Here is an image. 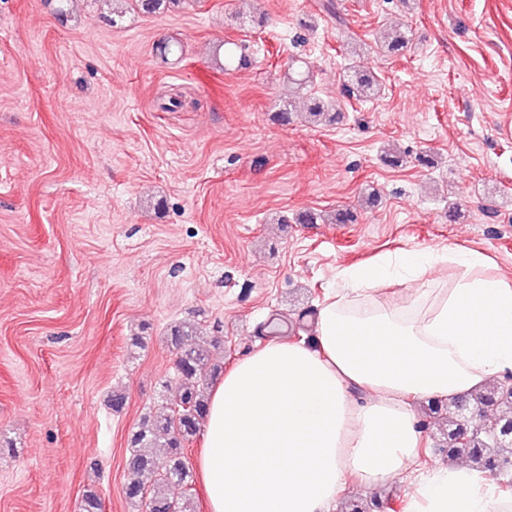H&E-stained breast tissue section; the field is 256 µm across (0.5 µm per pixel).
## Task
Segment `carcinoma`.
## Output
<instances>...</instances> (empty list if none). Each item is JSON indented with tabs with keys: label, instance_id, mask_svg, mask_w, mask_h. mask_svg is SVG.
<instances>
[{
	"label": "carcinoma",
	"instance_id": "carcinoma-1",
	"mask_svg": "<svg viewBox=\"0 0 512 512\" xmlns=\"http://www.w3.org/2000/svg\"><path fill=\"white\" fill-rule=\"evenodd\" d=\"M408 46L406 32L394 30L387 35L382 48L393 55ZM347 92L369 98L381 90L378 77L350 63L344 69ZM309 122H334L341 116V106L308 96L304 102ZM170 343L177 350L178 383L164 385L157 408L144 418L141 426L129 439L128 469L131 478L125 487L128 500L146 507V512H187L189 501L169 498L164 490L177 484L192 489L193 473L187 459L186 445L199 433L208 411V382L204 367L210 349L217 341L201 334L197 327L178 323L170 327ZM472 408L484 409L494 405L499 409L488 425H477L466 410L455 403L448 404V417L443 426L444 442L440 451L450 461L462 459L480 473L502 474L512 470V385L495 380L467 395ZM165 449L158 456L152 448ZM151 475L154 481L146 485L141 477Z\"/></svg>",
	"mask_w": 512,
	"mask_h": 512
}]
</instances>
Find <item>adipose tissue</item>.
Here are the masks:
<instances>
[{
    "label": "adipose tissue",
    "instance_id": "obj_1",
    "mask_svg": "<svg viewBox=\"0 0 512 512\" xmlns=\"http://www.w3.org/2000/svg\"><path fill=\"white\" fill-rule=\"evenodd\" d=\"M439 261L462 275L431 305L377 296L410 283L426 255L344 270L352 297H327L313 343L270 342L210 396L198 466L209 512H334L348 483L372 490L415 472L413 402L447 401L512 371V282L478 274L480 254ZM495 493L465 465L421 475L408 512H492Z\"/></svg>",
    "mask_w": 512,
    "mask_h": 512
}]
</instances>
